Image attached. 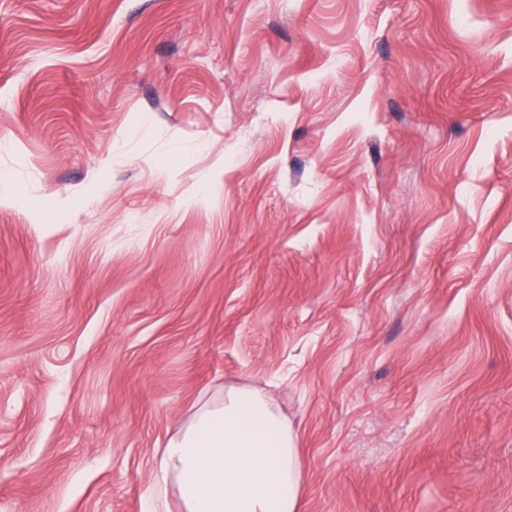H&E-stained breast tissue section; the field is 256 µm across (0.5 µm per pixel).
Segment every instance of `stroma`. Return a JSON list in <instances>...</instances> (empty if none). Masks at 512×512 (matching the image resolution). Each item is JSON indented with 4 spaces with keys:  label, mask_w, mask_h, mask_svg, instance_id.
Wrapping results in <instances>:
<instances>
[{
    "label": "stroma",
    "mask_w": 512,
    "mask_h": 512,
    "mask_svg": "<svg viewBox=\"0 0 512 512\" xmlns=\"http://www.w3.org/2000/svg\"><path fill=\"white\" fill-rule=\"evenodd\" d=\"M0 184V512L232 385L300 512H512V0H0Z\"/></svg>",
    "instance_id": "stroma-1"
}]
</instances>
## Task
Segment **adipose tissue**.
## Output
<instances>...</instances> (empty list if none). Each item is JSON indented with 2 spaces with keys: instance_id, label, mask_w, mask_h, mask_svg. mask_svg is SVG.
<instances>
[{
  "instance_id": "1",
  "label": "adipose tissue",
  "mask_w": 512,
  "mask_h": 512,
  "mask_svg": "<svg viewBox=\"0 0 512 512\" xmlns=\"http://www.w3.org/2000/svg\"><path fill=\"white\" fill-rule=\"evenodd\" d=\"M295 432L260 390L228 386L192 405L162 450L148 512H300Z\"/></svg>"
}]
</instances>
